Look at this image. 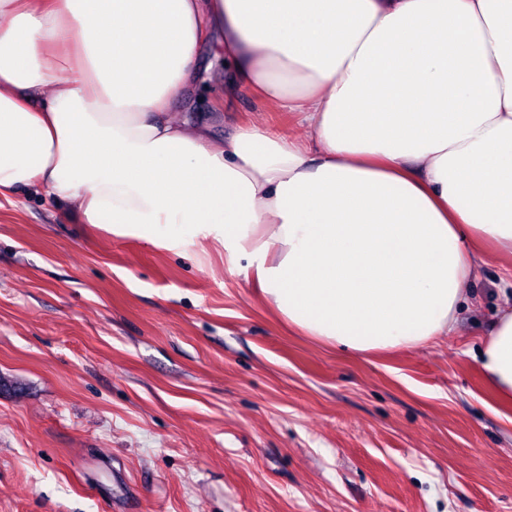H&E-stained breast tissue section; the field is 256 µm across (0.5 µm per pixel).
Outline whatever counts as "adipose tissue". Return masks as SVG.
I'll return each mask as SVG.
<instances>
[{
  "instance_id": "1",
  "label": "adipose tissue",
  "mask_w": 512,
  "mask_h": 512,
  "mask_svg": "<svg viewBox=\"0 0 512 512\" xmlns=\"http://www.w3.org/2000/svg\"><path fill=\"white\" fill-rule=\"evenodd\" d=\"M229 87L308 139L180 112ZM243 265L267 306L369 357L453 332L479 249L512 257V0H0V196ZM475 359L512 404V299ZM197 66L202 79L183 93L180 108L182 112H188L211 125L217 137H223L236 126L250 122L269 126L287 138L302 132L289 112H282L247 91L237 93L233 112H224V99L226 101L227 98L224 56L215 41L205 46Z\"/></svg>"
}]
</instances>
